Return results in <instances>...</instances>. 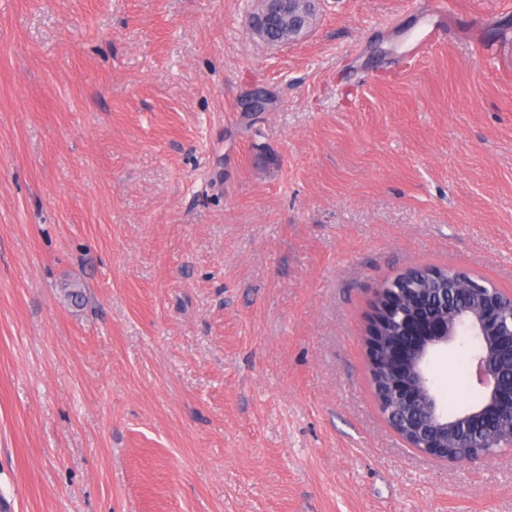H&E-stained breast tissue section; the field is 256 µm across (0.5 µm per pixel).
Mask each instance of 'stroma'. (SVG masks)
Listing matches in <instances>:
<instances>
[{
	"instance_id": "35a3bbf8",
	"label": "stroma",
	"mask_w": 512,
	"mask_h": 512,
	"mask_svg": "<svg viewBox=\"0 0 512 512\" xmlns=\"http://www.w3.org/2000/svg\"><path fill=\"white\" fill-rule=\"evenodd\" d=\"M254 8L0 0V512H512V452L407 447L366 342L408 268L512 293V0H448L407 71L435 0L274 48ZM438 13L442 17L440 21L432 24L429 28L423 30L421 37L415 42L411 55L412 57L422 56L430 47L439 43L445 35L444 19L447 16L446 2L444 0H438ZM411 58V60L413 59Z\"/></svg>"
}]
</instances>
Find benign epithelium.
<instances>
[{"label": "benign epithelium", "instance_id": "benign-epithelium-1", "mask_svg": "<svg viewBox=\"0 0 512 512\" xmlns=\"http://www.w3.org/2000/svg\"><path fill=\"white\" fill-rule=\"evenodd\" d=\"M283 0H258L250 34H266L279 18ZM244 112L271 109L269 93L253 89L241 103ZM373 319L388 318L380 346L369 345L372 370L380 384L373 387L375 402L389 426L410 448L443 459L456 467L499 455L512 447V438L499 448H486L449 457V442L483 443L500 436L512 423V294L456 268L448 287L435 296L414 289L401 301L382 286L377 290ZM475 341L472 355L481 403L448 417L429 374L432 360L451 349L458 337Z\"/></svg>", "mask_w": 512, "mask_h": 512}]
</instances>
